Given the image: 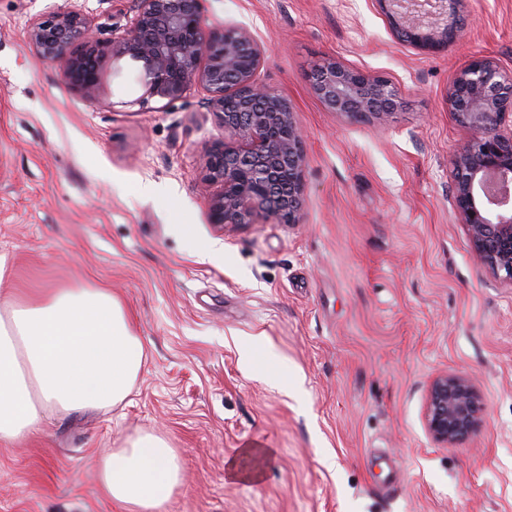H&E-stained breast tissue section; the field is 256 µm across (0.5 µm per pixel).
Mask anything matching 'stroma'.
Here are the masks:
<instances>
[{"label":"stroma","instance_id":"1","mask_svg":"<svg viewBox=\"0 0 512 512\" xmlns=\"http://www.w3.org/2000/svg\"><path fill=\"white\" fill-rule=\"evenodd\" d=\"M65 2L0 0L5 283L111 289L146 361L125 404L0 446V512H111L93 461L145 431L182 462L167 512H512V282L454 214L448 162L469 131L446 104L473 58L512 69V0H470L467 36L438 53L398 41L375 0H203L206 28L243 24L265 46L259 77L304 131L299 223L224 229L198 181L222 134L204 92L140 103L125 61L83 101L26 44ZM76 4L103 41L138 6ZM332 57L391 80L397 110L329 111L308 74ZM458 371L481 423L445 448L426 398ZM249 448L268 451L255 477Z\"/></svg>","mask_w":512,"mask_h":512}]
</instances>
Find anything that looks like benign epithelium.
<instances>
[{
    "instance_id": "7a95c632",
    "label": "benign epithelium",
    "mask_w": 512,
    "mask_h": 512,
    "mask_svg": "<svg viewBox=\"0 0 512 512\" xmlns=\"http://www.w3.org/2000/svg\"><path fill=\"white\" fill-rule=\"evenodd\" d=\"M203 0H139L122 37L101 41L89 18L74 6L49 11L27 28V45L60 67L64 84L88 102L105 93L102 63L141 64L142 102L165 106L195 89L221 137L205 150L199 182L212 223L219 227L300 221L303 132L288 99L259 78L265 50L252 31L237 25L206 31ZM468 0H377L394 37L425 52L457 39L468 20ZM311 92L332 112L359 121L394 112L392 82L351 70L333 58L314 66ZM448 111L470 131L450 159L452 207L473 244L476 259L512 283V73L490 58L462 67L448 90ZM480 396L464 372L436 377L426 400L425 426L440 445L452 447L478 427Z\"/></svg>"
}]
</instances>
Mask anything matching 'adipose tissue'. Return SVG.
Listing matches in <instances>:
<instances>
[{"label":"adipose tissue","instance_id":"adipose-tissue-1","mask_svg":"<svg viewBox=\"0 0 512 512\" xmlns=\"http://www.w3.org/2000/svg\"><path fill=\"white\" fill-rule=\"evenodd\" d=\"M144 344L122 300L103 288H59L30 300L0 289V444L26 441L54 415L106 412L142 370ZM118 512H166L182 480L168 441L145 433L96 460Z\"/></svg>","mask_w":512,"mask_h":512}]
</instances>
